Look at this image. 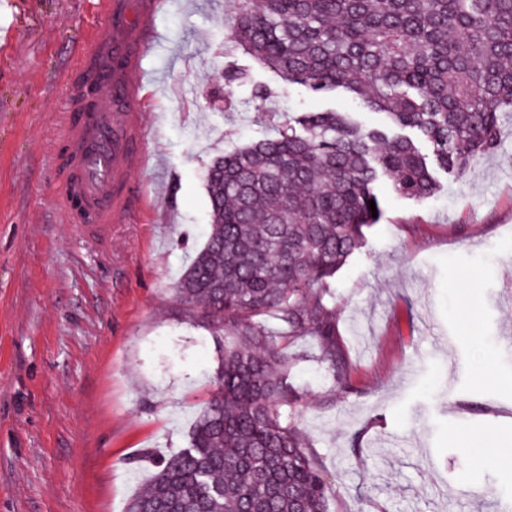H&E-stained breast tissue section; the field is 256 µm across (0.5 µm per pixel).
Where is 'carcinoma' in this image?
<instances>
[{
    "instance_id": "carcinoma-1",
    "label": "carcinoma",
    "mask_w": 512,
    "mask_h": 512,
    "mask_svg": "<svg viewBox=\"0 0 512 512\" xmlns=\"http://www.w3.org/2000/svg\"><path fill=\"white\" fill-rule=\"evenodd\" d=\"M233 38L285 83L342 89L385 123L302 112L211 163L209 230L175 292L214 335L236 338L188 446L159 462L126 512H329L335 491L305 451L288 382L291 347L315 339L326 380L350 390L331 279L377 223V183L432 197L421 144L466 176L512 105V0H238ZM244 80L225 71L224 109Z\"/></svg>"
}]
</instances>
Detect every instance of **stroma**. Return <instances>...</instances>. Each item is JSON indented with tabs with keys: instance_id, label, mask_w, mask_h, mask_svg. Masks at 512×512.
Wrapping results in <instances>:
<instances>
[{
	"instance_id": "stroma-1",
	"label": "stroma",
	"mask_w": 512,
	"mask_h": 512,
	"mask_svg": "<svg viewBox=\"0 0 512 512\" xmlns=\"http://www.w3.org/2000/svg\"><path fill=\"white\" fill-rule=\"evenodd\" d=\"M96 0L0 6V512H126L216 390L220 345L174 288L205 240L214 159L307 110L383 122L287 85L232 38L234 0H165L142 121L154 190L97 254L63 222L51 152ZM247 71L234 111L211 103ZM277 88L265 112L251 87ZM382 215L332 281L352 390L312 338L288 380L331 512H512V119L473 174Z\"/></svg>"
}]
</instances>
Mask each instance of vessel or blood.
<instances>
[{"label": "vessel or blood", "mask_w": 512, "mask_h": 512, "mask_svg": "<svg viewBox=\"0 0 512 512\" xmlns=\"http://www.w3.org/2000/svg\"><path fill=\"white\" fill-rule=\"evenodd\" d=\"M164 0H99L106 31L87 37L79 75L96 86L93 100L72 92L61 120L62 163L59 206L66 223L103 250L112 227L126 223L134 205L128 169L144 160L140 108L143 62L156 46L154 20Z\"/></svg>", "instance_id": "obj_1"}]
</instances>
